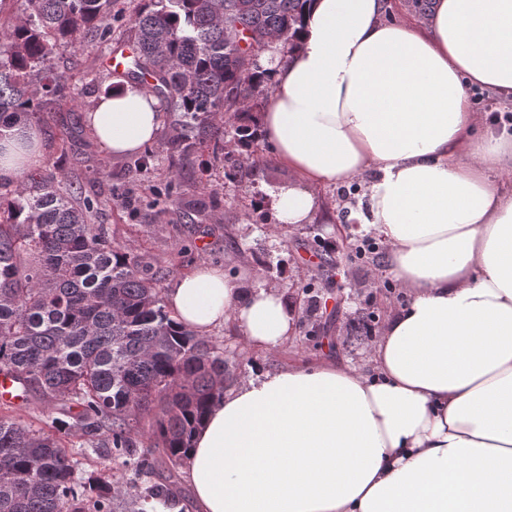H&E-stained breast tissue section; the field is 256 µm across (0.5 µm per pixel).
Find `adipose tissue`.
Wrapping results in <instances>:
<instances>
[{
    "instance_id": "obj_1",
    "label": "adipose tissue",
    "mask_w": 512,
    "mask_h": 512,
    "mask_svg": "<svg viewBox=\"0 0 512 512\" xmlns=\"http://www.w3.org/2000/svg\"><path fill=\"white\" fill-rule=\"evenodd\" d=\"M393 0H312L298 48L260 57L273 91L264 139L293 184L264 203L311 223L316 191L374 170L355 216L389 247L405 306L375 339L373 371L325 363L251 369L215 400L188 453L194 512H512V133H476L473 85L512 101V0H434L392 22ZM163 118L118 80L87 124L115 156ZM44 158L31 126L0 131V182ZM201 336L230 323L259 350L289 336L276 285L241 297L199 267L166 295Z\"/></svg>"
}]
</instances>
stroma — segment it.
I'll return each mask as SVG.
<instances>
[{"label":"stroma","instance_id":"obj_1","mask_svg":"<svg viewBox=\"0 0 512 512\" xmlns=\"http://www.w3.org/2000/svg\"><path fill=\"white\" fill-rule=\"evenodd\" d=\"M144 3L117 0L110 21L111 40L104 42L89 33L90 47L77 63L65 57L58 60L59 71L79 92L82 109L46 112L41 125L46 162L65 174L76 200L92 203L93 221L107 225L113 245H133L155 269L166 270L163 288H175L185 273L201 264L223 269L227 277L248 288L267 282L281 285L289 304L297 309V319L293 333L279 346L255 349L224 327L211 333V340L223 346L235 377L258 364L273 370L333 362L368 369L373 341L362 338L359 323L371 314L377 323H384L406 303L404 291L392 285L385 255L348 258L358 231L342 229L341 224L365 194L372 172L319 189V208L312 223L283 226L263 208L262 199L268 191L290 185L293 175L273 161L267 143L258 145L256 167L240 169L233 177L228 170L238 152L230 146L196 147L174 165L162 150L173 132V115L168 112L156 140L147 147L153 156L151 166L137 175L132 155L107 153L89 130L78 128L85 111L111 85L113 76L103 67V57L115 40L126 39L130 19ZM327 240L338 251L341 272L336 286L319 289L317 314L311 318L303 289L320 271ZM315 322L321 331L311 339L307 333ZM78 460L79 475L102 472L108 464L127 485V494L114 504L116 512H128L132 499L158 480L154 474L134 476L120 462H106L101 448L80 449Z\"/></svg>","mask_w":512,"mask_h":512}]
</instances>
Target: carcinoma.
I'll return each instance as SVG.
<instances>
[{"label": "carcinoma", "instance_id": "cac0c4a2", "mask_svg": "<svg viewBox=\"0 0 512 512\" xmlns=\"http://www.w3.org/2000/svg\"><path fill=\"white\" fill-rule=\"evenodd\" d=\"M11 2L0 0V129L39 125L44 109L68 103L55 59L85 50L89 30L106 32L116 0H25L4 24ZM308 2L148 0L136 12L123 77L154 78L147 92L177 113L183 133L165 143L170 156L201 140L247 152L261 139L271 72L259 57L273 41L298 47ZM90 209L62 176L0 184V372L62 412L78 408L72 424L0 417V512H111L118 482L77 476L72 448H107L152 473L158 457L138 454L133 439L150 419L159 457L174 466L232 381L224 350L171 317L160 272L112 245ZM137 504L170 507L168 486L153 484Z\"/></svg>", "mask_w": 512, "mask_h": 512}]
</instances>
